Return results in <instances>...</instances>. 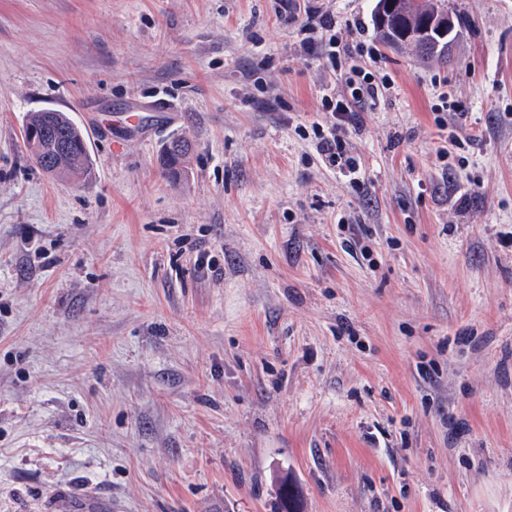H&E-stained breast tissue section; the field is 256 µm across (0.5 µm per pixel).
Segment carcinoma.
I'll return each mask as SVG.
<instances>
[{
    "label": "carcinoma",
    "mask_w": 512,
    "mask_h": 512,
    "mask_svg": "<svg viewBox=\"0 0 512 512\" xmlns=\"http://www.w3.org/2000/svg\"><path fill=\"white\" fill-rule=\"evenodd\" d=\"M446 13L447 0H435V4L428 10L420 8L418 0H391L387 23L382 25L376 22L374 27L384 43L398 48L405 47L409 45L404 37L406 29L418 26L426 17ZM52 133L56 141L67 146V151L56 156L54 162L47 164L43 162L45 146L30 147L28 151L34 163L47 174L67 172L75 177L88 175L93 163L81 128L65 113L57 111L52 117Z\"/></svg>",
    "instance_id": "cac0c4a2"
}]
</instances>
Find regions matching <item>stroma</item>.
<instances>
[{
	"mask_svg": "<svg viewBox=\"0 0 512 512\" xmlns=\"http://www.w3.org/2000/svg\"><path fill=\"white\" fill-rule=\"evenodd\" d=\"M448 4L439 64L321 0L394 83L353 181L274 0H0V512H512V0ZM47 108L87 177L31 160ZM55 111L45 109L41 112H33L28 119V123L41 129L26 126L25 138L27 141L34 142L50 136L49 131L42 128L46 122L44 112H54L52 117L53 138L65 144L68 150L56 156L54 162L50 165L43 162L46 155L43 144H40L37 149L26 144L30 158L38 168L40 167L47 174L67 172L75 177L87 176L91 172L93 163L88 152L84 133L64 112Z\"/></svg>",
	"mask_w": 512,
	"mask_h": 512,
	"instance_id": "1",
	"label": "stroma"
}]
</instances>
